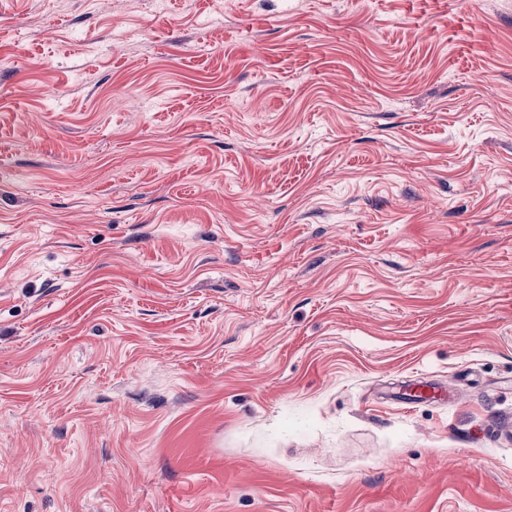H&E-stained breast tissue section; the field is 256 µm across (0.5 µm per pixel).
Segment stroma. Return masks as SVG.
<instances>
[{"label":"stroma","instance_id":"35a3bbf8","mask_svg":"<svg viewBox=\"0 0 512 512\" xmlns=\"http://www.w3.org/2000/svg\"><path fill=\"white\" fill-rule=\"evenodd\" d=\"M0 512H512V0H0Z\"/></svg>","mask_w":512,"mask_h":512}]
</instances>
